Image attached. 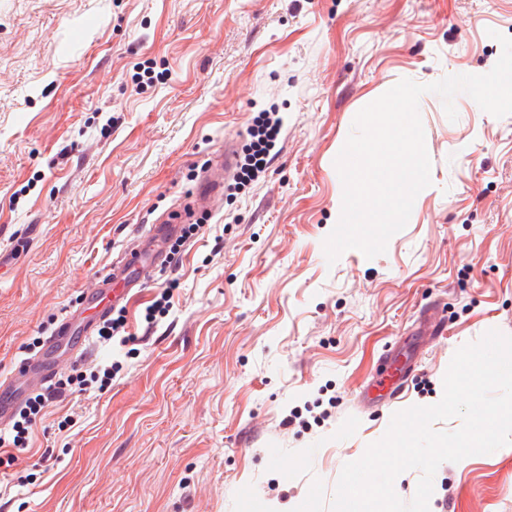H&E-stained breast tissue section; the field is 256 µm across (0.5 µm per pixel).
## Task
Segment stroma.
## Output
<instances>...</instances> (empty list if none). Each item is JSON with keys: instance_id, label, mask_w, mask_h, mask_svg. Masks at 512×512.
<instances>
[{"instance_id": "1", "label": "stroma", "mask_w": 512, "mask_h": 512, "mask_svg": "<svg viewBox=\"0 0 512 512\" xmlns=\"http://www.w3.org/2000/svg\"><path fill=\"white\" fill-rule=\"evenodd\" d=\"M512 0H0V376L66 312L100 322L97 271L146 255L213 154L228 179L204 229L125 293L131 339L69 365L112 384L45 408L0 467V512H293L397 411L443 396L454 353L512 336V115L466 94L418 102L432 185L384 254L328 263L334 161L390 83L483 75ZM171 288L156 326L145 313ZM411 364L397 402L377 385ZM429 512H512V445L442 463ZM258 136L259 139L257 140V143L253 145L255 148L253 150V153L246 159L247 163H245L243 166L240 167V170H242V177L248 176L255 170L258 171V169L262 168L264 161L266 159V156L268 155L271 146L272 136L271 133H265L264 130H254L253 131V137ZM264 136V138H262Z\"/></svg>"}]
</instances>
